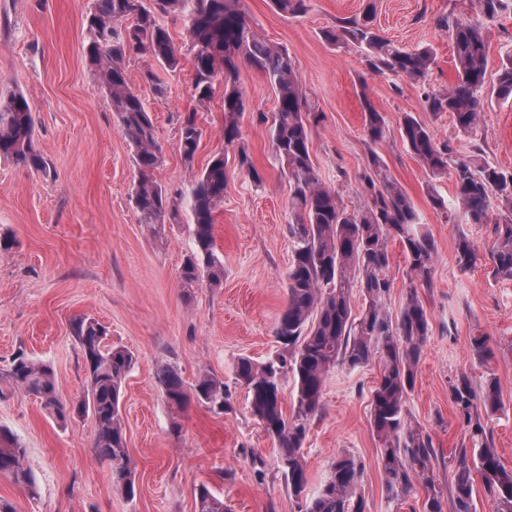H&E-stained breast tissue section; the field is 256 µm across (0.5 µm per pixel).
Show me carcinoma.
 Listing matches in <instances>:
<instances>
[{
	"label": "carcinoma",
	"instance_id": "carcinoma-1",
	"mask_svg": "<svg viewBox=\"0 0 512 512\" xmlns=\"http://www.w3.org/2000/svg\"><path fill=\"white\" fill-rule=\"evenodd\" d=\"M482 20L473 22L451 15L438 20L448 32L456 70L455 83L425 95L426 111L452 115L458 131L476 137L486 92L488 44L486 29L499 15L512 9V0H480ZM291 16L308 10L307 0H273ZM175 13L183 21V54L161 17ZM85 57L98 74L110 99L118 127L134 147L138 177L134 205L140 222L152 232L165 220L188 224L195 249L186 256L179 279L188 290L206 281L219 288L224 261L214 236L217 210L224 206L226 174L224 154L213 155L195 172L186 192L172 194L154 179L162 163L153 121L144 100L131 88L125 62L132 55H147L165 70H181L190 57L192 90L204 105L213 95L216 78L224 81V144L237 147L239 168L254 187L263 185L245 146L240 144L239 118L246 97L238 86L239 67L249 63L261 70L277 99L270 126L275 152L291 182L290 225L292 262L286 275L288 301L279 316L275 336L281 349L259 362L239 356L233 375L250 398L252 414L277 448L278 469L288 495L304 502L302 512H365L357 492L363 465L348 451L337 452L329 475L317 493L307 492L303 448L315 418L323 409L327 374L337 366L360 368L378 364L371 391V421L381 444L380 465L386 490L406 500L421 485L427 491L423 512H444L443 493L433 480L436 451L431 436L408 421L407 397L415 384L417 366L430 335V323L417 289H409L399 315L385 308L392 288L388 243L397 238L403 246L414 279L429 287L436 258L431 236L421 228L420 216L410 197L387 174L380 155L373 151L363 174L370 197L358 210L343 207L331 188L317 177L311 155L312 127L320 122L311 94L297 79L288 53L261 38L239 8V0H95L86 20ZM332 45L352 43L362 49L366 70L393 75L426 85L434 64L428 47L405 49L378 33L374 4L360 15L345 18L340 28L325 33ZM492 91L512 94V53L501 59ZM364 128L376 145L387 135L385 117L362 94ZM179 150L192 165L203 129L192 111L179 116ZM35 122L25 94H14L0 104V157L36 172L48 165L33 146ZM400 135L411 152L435 178L453 175V215L460 224H488L495 219L496 240L489 251L493 272L512 280V172L473 158H455L449 144L437 145L429 125L406 114ZM457 262L467 271L480 259L474 241L458 232ZM359 288L363 305L358 315L351 308V290ZM87 367L84 397L72 404L61 400L53 368L23 352L0 373V383L40 399L43 410L64 423L74 415L89 414L95 423L94 448L108 462L112 485L126 498L135 496V476L128 454L121 409L123 386L136 364L134 354L106 342L107 328L93 318L80 317L72 326ZM292 377L295 389L291 414L280 405V381ZM168 404L181 410L192 402L226 408L224 382L201 371L186 385L178 370L161 364L156 370ZM456 417L469 431L470 448L459 451L458 468L451 484L452 512H473L475 476H480L494 512H512V470L506 469L480 423L479 411L501 408L496 378L487 375L476 387L461 376L450 385ZM27 451L9 430L0 426V475L35 493V479L26 463ZM196 512H227L224 499L207 487L198 489Z\"/></svg>",
	"mask_w": 512,
	"mask_h": 512
}]
</instances>
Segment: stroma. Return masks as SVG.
<instances>
[{
	"instance_id": "obj_1",
	"label": "stroma",
	"mask_w": 512,
	"mask_h": 512,
	"mask_svg": "<svg viewBox=\"0 0 512 512\" xmlns=\"http://www.w3.org/2000/svg\"><path fill=\"white\" fill-rule=\"evenodd\" d=\"M367 1L309 0L307 12L297 17L281 13L272 0H240V7L260 36L287 50L322 114L310 145L319 179L346 209L359 208L368 200L362 175L371 152H378L435 242L431 285L419 291L431 331L407 409L413 426L433 439L434 480L446 493L467 441L449 396L461 375L476 383L489 373L496 377L502 407L481 423L502 464L512 469V280L495 277L485 258L470 271L460 270L458 231L485 255L495 241L494 227L460 229L433 207L431 193L453 200L454 181L431 178L399 128L405 113H412L430 126L436 143L512 171V96L487 98L480 117L482 150L474 152L472 139L457 131L451 114L426 112L424 96L427 88H448L456 78L451 42L438 19L478 20L477 0H371L383 37L409 49L432 47L435 63L425 86L369 73L360 48L325 41V31L358 15ZM93 6L94 0H0V100L19 91L28 97L35 145L49 166L42 174L0 158V235L14 240L11 249L0 250V372L22 351L53 367L63 400L81 399L86 370L71 324L90 317L107 326L109 343L136 357L122 400L136 495L127 499L113 487L109 465L94 448L91 416L61 426L37 398L8 389L0 395V426L25 446L37 492L0 477V499L15 512H195L196 493L204 485L223 498L229 512H299L277 468L274 444L232 373L237 357L262 360L278 350L275 323L287 303L290 190L270 135L275 93L260 71L241 66L238 83L248 107L240 125L265 179L258 190L239 171L235 150L224 145L223 83H215L208 107L200 111L191 66L168 76L170 92L159 97L142 78L150 58L126 62L129 83L147 103L164 157L155 172L159 183L184 189L193 169L219 152L227 158L224 206L214 231L224 284L184 290L179 270L194 242L186 225L168 224L156 234L140 222L132 199L134 149L85 59V19ZM366 96L388 126L374 148L364 132ZM192 110L203 137L188 168L179 152V116ZM388 250L393 287L385 305L395 315L412 281L399 241L390 240ZM479 334L489 337L493 349L484 362L470 344ZM163 363L175 366L189 384L200 369L210 370L224 382L227 410L196 403L171 409L155 378ZM377 374L373 363L328 373L323 411L304 447L308 490H318L331 457L344 449L364 465L359 492L366 512H423L424 488L403 503L386 490L370 425Z\"/></svg>"
}]
</instances>
